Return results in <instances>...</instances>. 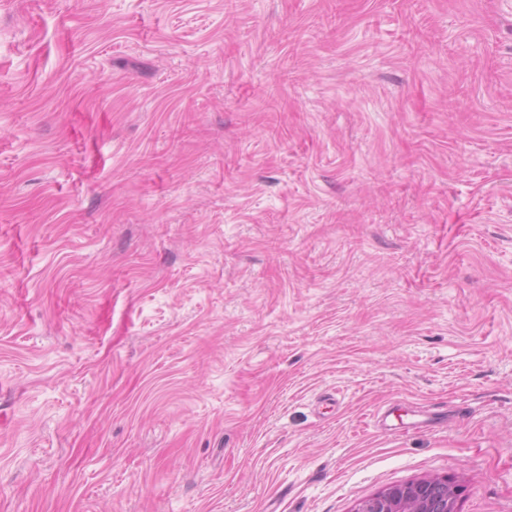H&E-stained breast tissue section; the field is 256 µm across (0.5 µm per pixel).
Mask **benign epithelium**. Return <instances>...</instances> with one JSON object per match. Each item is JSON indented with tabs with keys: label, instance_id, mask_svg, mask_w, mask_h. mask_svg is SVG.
I'll list each match as a JSON object with an SVG mask.
<instances>
[{
	"label": "benign epithelium",
	"instance_id": "obj_1",
	"mask_svg": "<svg viewBox=\"0 0 512 512\" xmlns=\"http://www.w3.org/2000/svg\"><path fill=\"white\" fill-rule=\"evenodd\" d=\"M459 488L446 477L394 485L360 502L355 512H456Z\"/></svg>",
	"mask_w": 512,
	"mask_h": 512
}]
</instances>
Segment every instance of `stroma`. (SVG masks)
Segmentation results:
<instances>
[{
    "label": "stroma",
    "mask_w": 512,
    "mask_h": 512,
    "mask_svg": "<svg viewBox=\"0 0 512 512\" xmlns=\"http://www.w3.org/2000/svg\"><path fill=\"white\" fill-rule=\"evenodd\" d=\"M512 512V0H0V512ZM459 488L446 477H430L388 489L360 502L355 512H456Z\"/></svg>",
    "instance_id": "35a3bbf8"
}]
</instances>
